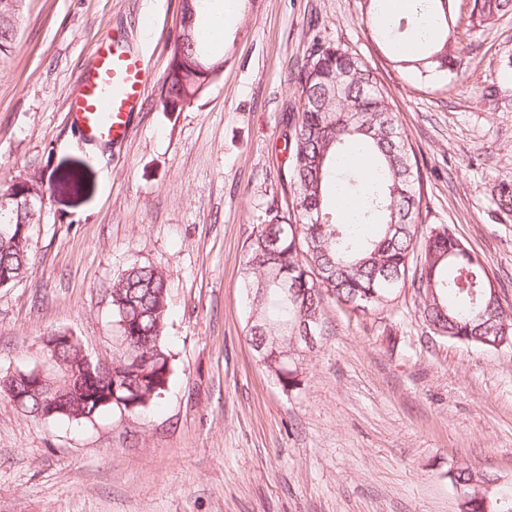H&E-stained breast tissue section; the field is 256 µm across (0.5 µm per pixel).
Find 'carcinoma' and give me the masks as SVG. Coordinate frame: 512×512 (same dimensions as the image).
Segmentation results:
<instances>
[{"label": "carcinoma", "instance_id": "1", "mask_svg": "<svg viewBox=\"0 0 512 512\" xmlns=\"http://www.w3.org/2000/svg\"><path fill=\"white\" fill-rule=\"evenodd\" d=\"M22 0H0V54L17 36ZM202 0H181L161 89L165 112L195 107L217 79L194 67L202 57L213 65L224 60L208 44ZM479 21L490 23L512 11V0H475ZM452 0H419L415 13L386 21L377 35L389 41L417 39L414 59L397 63L422 76L451 68L448 47ZM299 107L285 137L289 146L291 206L266 209L252 233L242 268L249 299V341L265 343L268 355L281 353L284 337L300 335L305 322L322 324L325 303L354 311H379L409 284L432 333L467 345L494 348L506 337L512 348V318L502 319V303L493 298L483 263L448 230L421 226L420 172L411 144L392 111L390 94L373 69L356 54L315 35L306 64L295 78ZM359 152L373 163L366 176L342 165ZM79 194L84 173L62 177ZM9 197L0 206V286L19 278L32 259L29 226L40 219V192L27 180L0 187ZM403 225L389 232V224ZM363 224L378 233L362 238ZM297 226L298 233L291 231ZM112 318L118 333L134 343V355L112 363V379L86 385L69 396L57 420L90 421L108 409L145 411L166 391L173 372L164 342L168 317L166 279L140 263L129 265L113 281ZM282 389L292 392L302 372L283 357L272 366ZM470 497L460 512H512V490L497 476L460 462L448 472Z\"/></svg>", "mask_w": 512, "mask_h": 512}]
</instances>
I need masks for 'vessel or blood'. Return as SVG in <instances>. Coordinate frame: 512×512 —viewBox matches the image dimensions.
Returning a JSON list of instances; mask_svg holds the SVG:
<instances>
[{"instance_id":"b4317fda","label":"vessel or blood","mask_w":512,"mask_h":512,"mask_svg":"<svg viewBox=\"0 0 512 512\" xmlns=\"http://www.w3.org/2000/svg\"><path fill=\"white\" fill-rule=\"evenodd\" d=\"M151 79L141 53L125 40L101 42L83 70L78 93L69 103V115L87 142L109 147L125 141L129 115L142 102Z\"/></svg>"}]
</instances>
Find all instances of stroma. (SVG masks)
Returning a JSON list of instances; mask_svg holds the SVG:
<instances>
[{
  "label": "stroma",
  "instance_id": "1",
  "mask_svg": "<svg viewBox=\"0 0 512 512\" xmlns=\"http://www.w3.org/2000/svg\"><path fill=\"white\" fill-rule=\"evenodd\" d=\"M363 0H238L220 81L185 112L159 96L179 0H23L0 55V185L89 188L44 198L31 268L0 288V377L48 367L43 339L121 354L108 290L131 263L161 270L174 358L145 414L44 422L0 396V512H459L464 461L512 483V349L439 339L413 288L369 314L328 303L300 390L284 392L247 337L240 270L267 206L289 200L284 135L308 32L357 53L388 89L420 169L423 225L481 257L512 313V13L455 0L454 71L393 64ZM152 74L131 133L84 142L68 104L103 38ZM475 9L480 22L491 23L497 17L512 11V0H475Z\"/></svg>",
  "mask_w": 512,
  "mask_h": 512
}]
</instances>
